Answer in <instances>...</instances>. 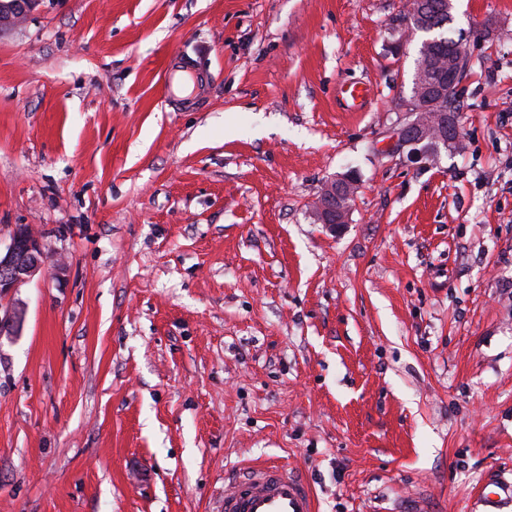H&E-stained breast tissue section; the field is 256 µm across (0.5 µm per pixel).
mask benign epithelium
Returning a JSON list of instances; mask_svg holds the SVG:
<instances>
[{
	"label": "benign epithelium",
	"mask_w": 512,
	"mask_h": 512,
	"mask_svg": "<svg viewBox=\"0 0 512 512\" xmlns=\"http://www.w3.org/2000/svg\"><path fill=\"white\" fill-rule=\"evenodd\" d=\"M40 0H10L0 5V28L23 24L39 5ZM417 28L411 18L397 19L388 27V51L400 54ZM458 72L448 67V78H441L434 84L427 83L423 70H418L411 102L408 105L410 119L400 124L395 141L386 146V151L408 147L409 158L415 163H432L438 155L432 153L430 145L448 148L459 143V135L441 122V113L425 112L420 106L421 95L430 90L433 94L444 97L447 94V82L457 81ZM355 195L353 177L341 175L327 181L316 201L318 223L334 231L349 223L351 212L350 200ZM48 256L42 245V238L27 225L18 224L10 235V243L5 250H0V299L9 301L18 288L45 269ZM21 317L17 309L10 305L0 307V333L13 334L18 331Z\"/></svg>",
	"instance_id": "benign-epithelium-1"
}]
</instances>
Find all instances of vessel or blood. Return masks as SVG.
<instances>
[{"mask_svg":"<svg viewBox=\"0 0 512 512\" xmlns=\"http://www.w3.org/2000/svg\"><path fill=\"white\" fill-rule=\"evenodd\" d=\"M485 512L512 500V483L492 481L480 495ZM223 512H315L313 495L296 473L268 463L249 465L224 487Z\"/></svg>","mask_w":512,"mask_h":512,"instance_id":"1","label":"vessel or blood"}]
</instances>
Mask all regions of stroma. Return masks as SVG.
Listing matches in <instances>:
<instances>
[{
  "instance_id": "1",
  "label": "stroma",
  "mask_w": 512,
  "mask_h": 512,
  "mask_svg": "<svg viewBox=\"0 0 512 512\" xmlns=\"http://www.w3.org/2000/svg\"><path fill=\"white\" fill-rule=\"evenodd\" d=\"M406 2L41 0L0 30V243L29 225L51 261L0 335V512H220L254 461L318 512L512 480V0H452L471 71L434 164L383 151ZM173 57L203 79L176 105ZM344 191L345 202L336 209V187ZM356 184L351 175H341L327 181L316 201V216L319 224L335 231L336 228L349 223L351 212L350 200L354 198Z\"/></svg>"
}]
</instances>
